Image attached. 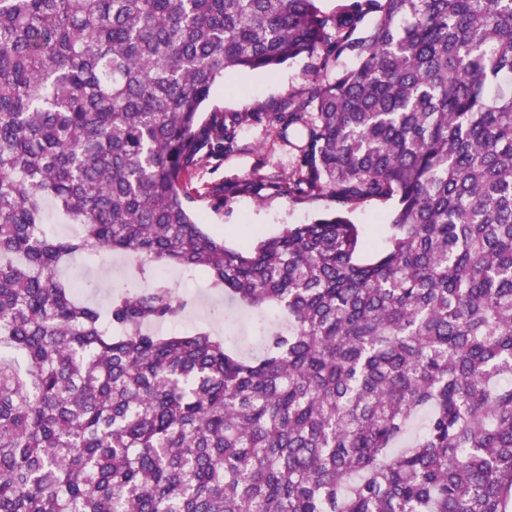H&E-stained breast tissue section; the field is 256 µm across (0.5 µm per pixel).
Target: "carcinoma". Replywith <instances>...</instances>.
Instances as JSON below:
<instances>
[{
    "label": "carcinoma",
    "instance_id": "carcinoma-1",
    "mask_svg": "<svg viewBox=\"0 0 512 512\" xmlns=\"http://www.w3.org/2000/svg\"><path fill=\"white\" fill-rule=\"evenodd\" d=\"M320 48L357 64L274 113L294 189L396 201L387 246L228 248L184 178L248 114L204 105ZM91 250L154 285L79 299ZM170 265L286 327L158 331ZM0 512H512V0H0Z\"/></svg>",
    "mask_w": 512,
    "mask_h": 512
}]
</instances>
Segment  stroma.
<instances>
[{"label": "stroma", "instance_id": "stroma-1", "mask_svg": "<svg viewBox=\"0 0 512 512\" xmlns=\"http://www.w3.org/2000/svg\"><path fill=\"white\" fill-rule=\"evenodd\" d=\"M316 59L303 55L281 65L274 72L241 70L228 81L214 87L206 105L207 112H252L256 118L241 130L233 147L214 149L203 145L200 163L186 180L194 197L193 209L202 217L207 230L224 239L226 246H245L246 234L271 236L289 224H307L338 204L326 196L275 191L268 181L287 182L297 154L274 133L265 116L281 111L288 98L307 97L310 73ZM395 207L391 201H367L353 205L351 219L358 224L369 253L385 245L383 226ZM78 297H89L99 306H108L113 285L128 289L143 287L133 273V261L101 260L97 256H79L66 266ZM166 282L175 288L188 307L170 331L183 332L204 326L247 355L258 354L263 332L271 326L260 313L241 309L212 290L203 273L177 266L167 269Z\"/></svg>", "mask_w": 512, "mask_h": 512}]
</instances>
